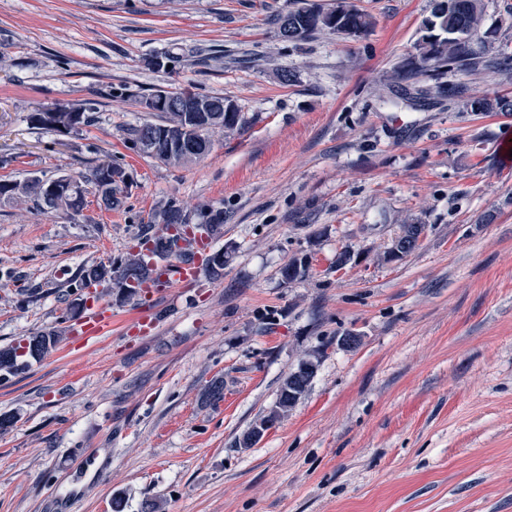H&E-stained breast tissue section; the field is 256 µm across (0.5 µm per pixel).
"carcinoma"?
Returning a JSON list of instances; mask_svg holds the SVG:
<instances>
[{
    "instance_id": "obj_1",
    "label": "carcinoma",
    "mask_w": 512,
    "mask_h": 512,
    "mask_svg": "<svg viewBox=\"0 0 512 512\" xmlns=\"http://www.w3.org/2000/svg\"><path fill=\"white\" fill-rule=\"evenodd\" d=\"M481 0H432L430 18L425 21V34L417 44V60L395 72L393 79L409 81L418 76L440 77L448 72H465L480 65L497 70H512V55L492 50L489 36L479 35ZM372 18L351 5L347 0H337L333 7H325L318 0H293V7L279 16L278 30L288 29L286 42L298 45L320 31H330L348 38L366 36L372 28ZM186 104L179 111L151 109L154 119H145L127 129L128 139L142 153L167 165H180L207 156L212 148L210 133L216 128L232 130L240 121V113L222 96L201 94L189 87L179 89ZM477 112H512V97L497 95L473 102ZM30 123L41 129L59 134H70L91 125L95 118L83 104L56 107L52 111L43 108L29 116ZM125 168L112 160H104L89 172L70 177L75 188L68 190L62 184L64 177L34 179L27 182L0 180V198L22 199L29 197L38 202L43 210L64 208L74 215L86 206L87 186H92L100 204L107 210L123 207L128 181ZM159 222L169 229L191 223L190 215L174 201L167 202L158 215L150 216L148 223ZM224 223V212L216 211L210 219H203L197 226L212 238ZM417 228L414 223L403 224L400 234L392 240L388 253L400 252L406 256L411 249L404 247L408 235ZM152 244L154 257L165 259L174 253L168 235L144 236L142 244ZM152 266L144 255L135 252L109 264H95L84 268L78 285L89 279L106 281L115 288H122L129 279L145 284L152 278ZM310 272L309 265L292 259L281 267L283 279L293 281ZM59 336L52 331L30 336L22 348H0V372L14 374L24 364L23 357L41 358L57 345ZM303 385H291L286 377L280 386L275 405L281 413L294 406L295 394H303Z\"/></svg>"
}]
</instances>
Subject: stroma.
<instances>
[{
    "label": "stroma",
    "instance_id": "35a3bbf8",
    "mask_svg": "<svg viewBox=\"0 0 512 512\" xmlns=\"http://www.w3.org/2000/svg\"><path fill=\"white\" fill-rule=\"evenodd\" d=\"M371 32L300 45L272 23L292 0H0V179L129 175L117 211L77 215L0 199V347L69 325L82 267L136 250L152 210L224 211L222 276L152 305L112 308V334L65 336L0 380V512H512V71L401 97L391 76L417 53L430 0H353ZM482 28L512 53V0H482ZM182 54L173 69L149 58ZM289 70L290 85L278 74ZM183 88L229 100L239 126L204 159L164 165L133 148L140 96ZM82 102L92 125L32 126L38 107ZM425 225L402 260L399 226ZM351 260L337 268L336 255ZM309 258L312 274L280 275ZM357 344L342 345L349 332ZM317 372L264 437L243 433L301 361ZM216 379L222 401L202 405Z\"/></svg>",
    "mask_w": 512,
    "mask_h": 512
}]
</instances>
